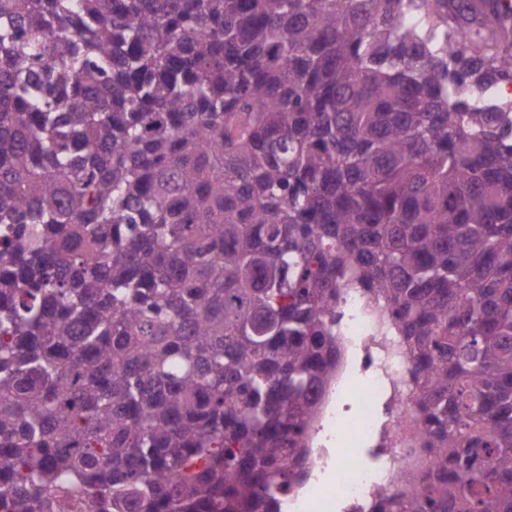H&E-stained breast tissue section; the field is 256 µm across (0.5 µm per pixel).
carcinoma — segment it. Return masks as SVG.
<instances>
[{"label":"carcinoma","instance_id":"obj_1","mask_svg":"<svg viewBox=\"0 0 512 512\" xmlns=\"http://www.w3.org/2000/svg\"><path fill=\"white\" fill-rule=\"evenodd\" d=\"M500 0H0V512H279L344 288L416 367L387 512H512Z\"/></svg>","mask_w":512,"mask_h":512}]
</instances>
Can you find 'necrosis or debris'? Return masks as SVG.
<instances>
[{
	"instance_id": "obj_1",
	"label": "necrosis or debris",
	"mask_w": 512,
	"mask_h": 512,
	"mask_svg": "<svg viewBox=\"0 0 512 512\" xmlns=\"http://www.w3.org/2000/svg\"><path fill=\"white\" fill-rule=\"evenodd\" d=\"M336 339L337 368L309 433L307 485L289 492L283 512H368L402 473L430 468L409 440L413 364L367 297L343 294Z\"/></svg>"
}]
</instances>
